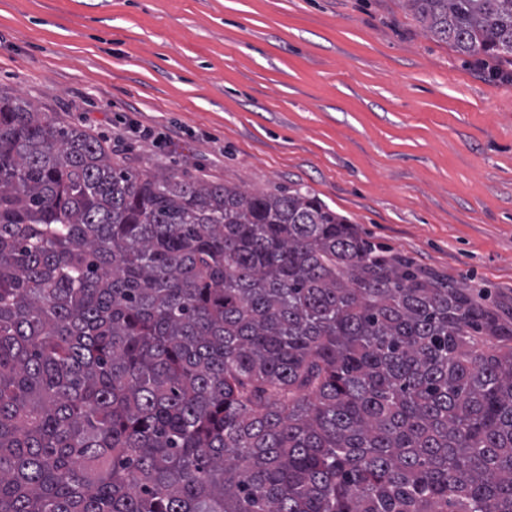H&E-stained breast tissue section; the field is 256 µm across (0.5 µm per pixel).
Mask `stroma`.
<instances>
[{
  "label": "stroma",
  "instance_id": "stroma-1",
  "mask_svg": "<svg viewBox=\"0 0 512 512\" xmlns=\"http://www.w3.org/2000/svg\"><path fill=\"white\" fill-rule=\"evenodd\" d=\"M0 93L135 170L304 184L451 286L512 297V84L405 0H0Z\"/></svg>",
  "mask_w": 512,
  "mask_h": 512
}]
</instances>
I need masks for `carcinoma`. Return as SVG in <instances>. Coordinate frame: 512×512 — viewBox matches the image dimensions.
<instances>
[{"label": "carcinoma", "instance_id": "cac0c4a2", "mask_svg": "<svg viewBox=\"0 0 512 512\" xmlns=\"http://www.w3.org/2000/svg\"><path fill=\"white\" fill-rule=\"evenodd\" d=\"M512 59V0H406ZM0 512H512V325L295 184L0 95Z\"/></svg>", "mask_w": 512, "mask_h": 512}]
</instances>
